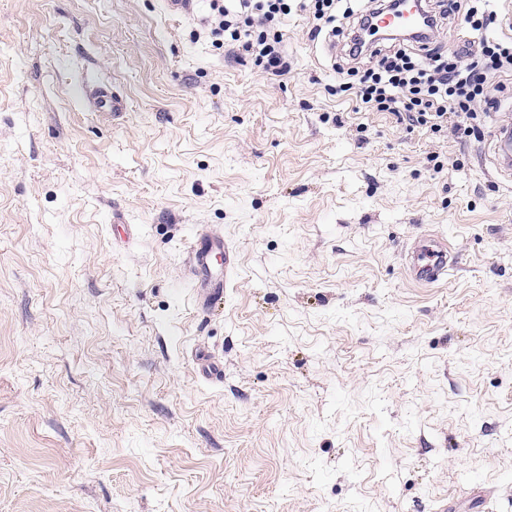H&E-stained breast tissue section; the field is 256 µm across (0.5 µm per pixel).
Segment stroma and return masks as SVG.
Returning a JSON list of instances; mask_svg holds the SVG:
<instances>
[{"mask_svg": "<svg viewBox=\"0 0 512 512\" xmlns=\"http://www.w3.org/2000/svg\"><path fill=\"white\" fill-rule=\"evenodd\" d=\"M200 2L0 0V512H512V80L480 138L410 132L336 94L312 14L275 77ZM202 226L239 257L204 317ZM87 99L93 111L112 116L119 109V101L112 93V86L103 81H95L87 89ZM404 258L410 278L423 286L447 280L458 262L445 244L425 234L406 245Z\"/></svg>", "mask_w": 512, "mask_h": 512, "instance_id": "obj_1", "label": "stroma"}]
</instances>
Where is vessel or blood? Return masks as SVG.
<instances>
[{"label": "vessel or blood", "instance_id": "obj_1", "mask_svg": "<svg viewBox=\"0 0 512 512\" xmlns=\"http://www.w3.org/2000/svg\"><path fill=\"white\" fill-rule=\"evenodd\" d=\"M87 99L94 111L105 115L119 108L111 85L102 81L88 87ZM404 258L410 278L423 286L447 280L458 262L445 244L425 234L407 244ZM186 266L196 288V307L205 312L222 301L224 290L237 271L238 256L223 235L203 228L190 242Z\"/></svg>", "mask_w": 512, "mask_h": 512}]
</instances>
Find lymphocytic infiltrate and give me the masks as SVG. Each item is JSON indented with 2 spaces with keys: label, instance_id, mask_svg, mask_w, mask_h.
<instances>
[{
  "label": "lymphocytic infiltrate",
  "instance_id": "lymphocytic-infiltrate-1",
  "mask_svg": "<svg viewBox=\"0 0 512 512\" xmlns=\"http://www.w3.org/2000/svg\"><path fill=\"white\" fill-rule=\"evenodd\" d=\"M389 0H377L373 7L356 12L351 34L345 35L343 51L347 62L360 63L375 57V64L364 70L358 84L339 83L337 93H351L365 108L393 116L405 129L426 128L438 133L452 127L457 138L478 137L473 125L477 111L495 112L500 108L491 87L503 74L512 72V45L489 37L487 31L498 19L490 0H471L467 10L470 39L447 54L439 36L458 0H428L429 34L421 39L388 40L385 48L366 47L358 32L365 28ZM311 12L315 20L310 30L319 39L323 23L335 20L336 0H210L214 17V37H230L233 51L254 56L271 76L288 72L282 16L292 8Z\"/></svg>",
  "mask_w": 512,
  "mask_h": 512
}]
</instances>
